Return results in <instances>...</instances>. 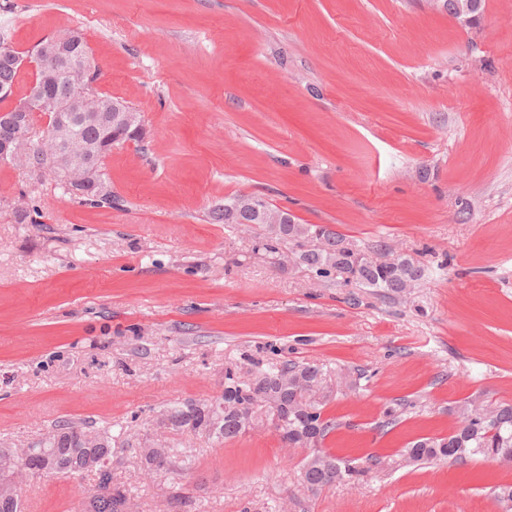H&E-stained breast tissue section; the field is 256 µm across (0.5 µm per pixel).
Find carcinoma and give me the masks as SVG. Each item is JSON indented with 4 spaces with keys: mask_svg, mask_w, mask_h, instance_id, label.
<instances>
[{
    "mask_svg": "<svg viewBox=\"0 0 512 512\" xmlns=\"http://www.w3.org/2000/svg\"><path fill=\"white\" fill-rule=\"evenodd\" d=\"M66 55L72 58L90 53L84 38L71 32ZM20 51L0 37V87L15 86L20 70L16 56ZM45 93L60 101L73 94L71 81L61 76L48 82ZM100 101L101 117L81 121L76 132L94 153L97 176H103L102 165L112 144L132 141L143 146V137L133 128L112 123L115 99L95 92ZM33 115L16 124L10 113L0 114V141H8L33 129ZM52 150L49 138L41 142V154L22 156L17 164L36 178L49 167ZM80 200L93 206H112V189L90 191ZM264 223L258 246L270 254L279 253L284 243L296 246L295 260L321 277L335 273L347 281L373 288L384 296L399 294L424 276V269L402 255L379 262L351 248L327 224H290L288 213L264 203ZM330 386L323 368L314 361L287 360L259 370L251 379L243 380L228 369L224 375V392L211 403H176L166 407L158 421L173 431L190 430L217 442L232 440L246 432L253 421L254 407L260 403L274 410L272 424L291 447L315 448L302 464V479L317 489L338 481L352 479L361 473L348 457L334 456L318 450L336 423L322 417V402ZM456 429L446 436L424 437L411 443L406 456L411 461L448 460L465 463L478 456L501 463H512V402L493 399L467 400L456 411ZM113 450L108 432L92 433L70 421H59L37 442L30 445L26 461L4 455L0 451V512H22L18 495L1 489L12 484L11 476L23 468L32 474L84 473L97 475L98 484L107 486L94 491L82 504L80 512H127L130 492L112 483ZM144 469L157 473L180 475L195 466L194 455L179 448L161 445L140 449Z\"/></svg>",
    "mask_w": 512,
    "mask_h": 512,
    "instance_id": "1",
    "label": "carcinoma"
}]
</instances>
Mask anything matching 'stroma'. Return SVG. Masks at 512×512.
<instances>
[{"mask_svg":"<svg viewBox=\"0 0 512 512\" xmlns=\"http://www.w3.org/2000/svg\"><path fill=\"white\" fill-rule=\"evenodd\" d=\"M0 29L20 50L83 34L149 146H113L109 207L0 164V448L109 430L134 512H501L512 467L403 450L460 402H512V0L467 21L438 0H0ZM238 194L425 277L382 297L269 255L258 225L212 219ZM286 360L323 364V447L356 479L308 489L264 406L219 447L157 422L220 396L225 368ZM160 440L196 469L146 475ZM13 480L23 512H78L97 485Z\"/></svg>","mask_w":512,"mask_h":512,"instance_id":"stroma-1","label":"stroma"}]
</instances>
